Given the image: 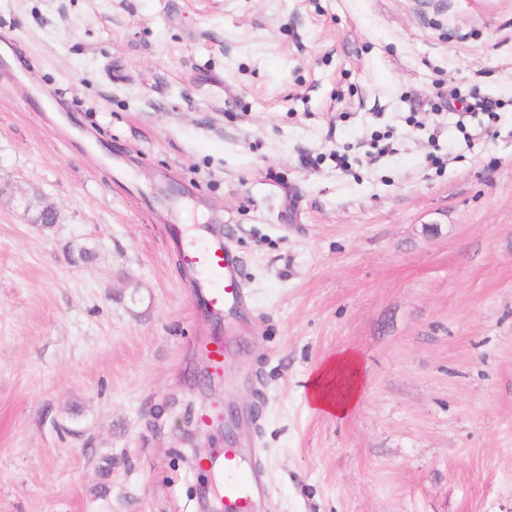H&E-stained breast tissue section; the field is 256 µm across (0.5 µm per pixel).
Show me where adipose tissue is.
<instances>
[{"instance_id": "obj_1", "label": "adipose tissue", "mask_w": 512, "mask_h": 512, "mask_svg": "<svg viewBox=\"0 0 512 512\" xmlns=\"http://www.w3.org/2000/svg\"><path fill=\"white\" fill-rule=\"evenodd\" d=\"M364 379L357 356L345 351L326 359L307 384L309 404L325 413L343 416L355 409Z\"/></svg>"}]
</instances>
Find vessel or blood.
Returning a JSON list of instances; mask_svg holds the SVG:
<instances>
[{"mask_svg": "<svg viewBox=\"0 0 512 512\" xmlns=\"http://www.w3.org/2000/svg\"><path fill=\"white\" fill-rule=\"evenodd\" d=\"M199 232L205 238L203 246L181 252L183 275L196 289L203 313L219 321L225 312L238 311L243 299L239 259L228 247L224 233L206 226L200 227ZM224 352L225 345L220 340H208L200 346L207 373L216 382L224 375ZM211 463L222 476L215 493L216 507L225 512H255L262 484L257 475L247 471V452L225 447Z\"/></svg>", "mask_w": 512, "mask_h": 512, "instance_id": "1", "label": "vessel or blood"}]
</instances>
